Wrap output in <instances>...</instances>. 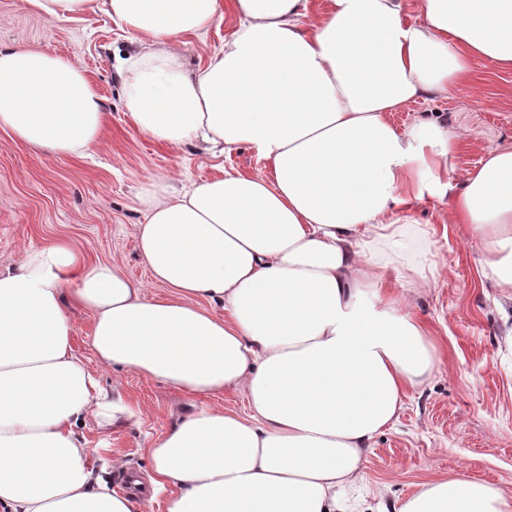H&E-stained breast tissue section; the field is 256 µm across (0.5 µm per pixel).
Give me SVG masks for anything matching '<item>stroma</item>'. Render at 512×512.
I'll use <instances>...</instances> for the list:
<instances>
[{"label":"stroma","mask_w":512,"mask_h":512,"mask_svg":"<svg viewBox=\"0 0 512 512\" xmlns=\"http://www.w3.org/2000/svg\"><path fill=\"white\" fill-rule=\"evenodd\" d=\"M17 47L80 62L105 97L109 117L101 145L83 157L46 155L0 129V270L24 251L65 240L87 259L116 264L143 282L148 296L165 295L133 235L144 219L135 201L140 184L153 174L197 183L215 176L219 163L230 172L255 174L263 161L240 146L215 162L198 147L162 145L135 129L124 115L115 60L131 44L104 13L52 20L19 0H0V49ZM470 76L466 91L421 97L390 115L399 126L433 117L448 128L455 142L449 176L456 185L487 148H512V71L477 59ZM404 213L429 229L437 274L406 292L392 278L385 290L405 294L401 310L425 324L441 362L425 384L406 390L397 421L366 454V475L371 484L386 486L388 505L424 482L459 474L512 496V298L482 277V244L452 223L448 198L423 197ZM71 316L75 354L132 412L107 428L87 420L81 435L95 450L94 463L105 466L112 491H119L122 471L150 482L152 444L202 400L123 369L99 368L90 313L75 309Z\"/></svg>","instance_id":"35a3bbf8"}]
</instances>
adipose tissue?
Wrapping results in <instances>:
<instances>
[{"mask_svg":"<svg viewBox=\"0 0 512 512\" xmlns=\"http://www.w3.org/2000/svg\"><path fill=\"white\" fill-rule=\"evenodd\" d=\"M51 19L96 8L139 47L117 71L129 122L213 158L248 146L267 170L189 187L149 176L137 248L151 298L118 266L64 241L0 272V512H133L109 490L78 434L125 413L75 355V305L93 317L100 367L208 398L150 448L168 512H350L366 451L407 388L435 371L425 327L396 298L365 306L388 271L434 276L431 241L399 214L450 196L478 232L482 274L512 293V150L488 149L462 186L436 120L389 119L465 82L476 58L512 70V0H23ZM232 5L239 23L195 68L184 34L204 36ZM105 103L82 67L35 49L0 50V128L58 155L101 142ZM222 306L216 314L214 306ZM242 391L247 413L212 405ZM393 512H512L472 478H437Z\"/></svg>","mask_w":512,"mask_h":512,"instance_id":"1","label":"adipose tissue"}]
</instances>
